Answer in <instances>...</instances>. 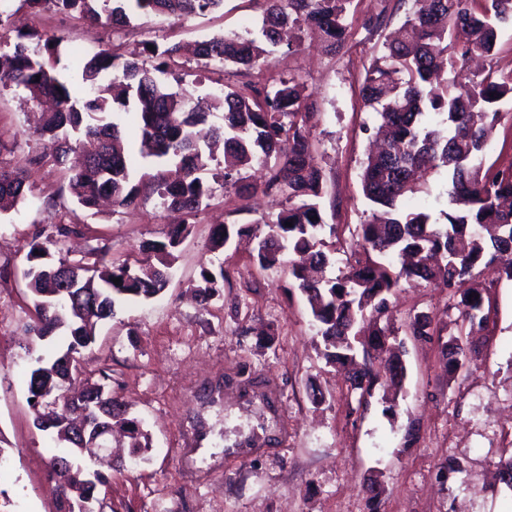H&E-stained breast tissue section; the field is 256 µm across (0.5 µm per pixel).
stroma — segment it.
<instances>
[{
    "mask_svg": "<svg viewBox=\"0 0 512 512\" xmlns=\"http://www.w3.org/2000/svg\"><path fill=\"white\" fill-rule=\"evenodd\" d=\"M396 0H353L352 41L325 51L316 32L299 50L279 47L266 67L239 74L234 66H203L189 55L168 61L164 81L192 97L216 94L245 81L300 77L312 96V157L327 177L323 210L332 233L325 241L338 275L354 263L356 233L370 207L359 174L375 113L360 95L368 60L397 29L402 13L380 29L363 22ZM261 0H224L222 11L190 19L145 15L132 27L92 25L23 0H0V41L18 32L62 36L59 68L71 91L83 95L81 65L102 50L140 54L144 43L192 44L216 34H260ZM23 91L0 93V164L20 167L31 190L0 215V512H62L48 487L51 443L34 426L27 379L36 354L24 333L33 317L24 256L31 240L55 224L79 234L49 249L48 262L74 261L106 249V261L135 259L148 240L160 241L176 214L157 198L111 212L86 211L61 195L62 173L47 157L49 145L33 132ZM484 163L512 164V96ZM207 207L179 246L166 289L149 300L116 306L97 324L96 343L84 351L78 385L112 374V391L128 404V419L149 435L142 459L132 460L121 432L112 434V481L96 512H512V487L498 464L512 457V281L482 270L489 289L486 324L461 326L453 292L423 281L401 282L390 296L389 325L405 340L401 393L376 388L367 404L351 392L343 368L328 363L305 296L288 279L261 270L247 243L213 254L207 246L219 224L252 225L285 206L276 196L245 198L215 182ZM224 266V285L208 309L194 287L204 263ZM426 312L439 335L405 333L410 315ZM458 341L468 362L448 371L445 343ZM324 400L313 404L312 392ZM253 428L267 429L265 446L229 459L225 444ZM460 472L447 473L448 463ZM380 477L382 493L370 508L364 488Z\"/></svg>",
    "mask_w": 512,
    "mask_h": 512,
    "instance_id": "35a3bbf8",
    "label": "stroma"
}]
</instances>
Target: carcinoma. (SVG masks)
Instances as JSON below:
<instances>
[{
    "label": "carcinoma",
    "mask_w": 512,
    "mask_h": 512,
    "mask_svg": "<svg viewBox=\"0 0 512 512\" xmlns=\"http://www.w3.org/2000/svg\"><path fill=\"white\" fill-rule=\"evenodd\" d=\"M23 2L112 27L129 26L146 14L182 18L224 7V0ZM263 2L261 34L269 45H279L288 29L297 33L288 48L298 49L305 25L318 32L331 52L353 39L351 0ZM505 15L512 16V0H411L399 36L369 59L362 98L364 106L381 118L374 127L381 150L368 155L360 177L371 218L358 233L361 258L335 278L327 276L333 258L319 239L327 185L311 158L314 113L296 78L223 90L213 95L212 111L197 112L188 95L163 84L156 75L158 67L150 70L137 60L101 51L84 62L86 94L76 97L58 73L62 38L40 37L32 46L21 35L13 45L0 46V90L21 88L32 104L45 97L56 102V110L37 113L34 126V133L51 143V161L63 166L72 153L84 156L80 169L68 176V191L80 207L92 209L104 197L115 207H129L155 194L165 209L181 216L170 226L166 240L142 245V261L114 262L109 268L83 258L55 266L44 262L48 250L37 240L25 255L23 276L35 311L25 334L37 344L62 327L68 329L58 353L37 358L28 380L30 406L42 410L37 420L53 419L52 439L65 447L50 458L52 464L65 463V471L51 481L64 501V512H74L83 499L98 501V490L112 479L111 472L77 461L80 454L70 444L74 422H121L127 404L103 382L92 383L77 395L62 392L68 377L63 359L68 354L81 358L95 343L96 325L112 317L117 304L152 298L167 286L170 260L210 197L204 175L213 156L197 139L195 128L212 117H220L209 123L210 138L224 143V185L235 187L242 196L276 193L288 206L273 219H261L263 232L237 224L218 227L210 250L218 251L252 232L256 263L266 270L288 269L290 287L307 298L328 362L348 364L352 349L344 345L345 337L385 332L379 323L388 312L389 295L402 279L456 289L459 300L454 308L462 322H487L484 286L474 270L483 263L495 264L512 281V164L494 171L483 164L489 132L500 119L495 105L512 93V73L488 69L472 74L468 63L476 54L488 57L495 52ZM194 54L206 65L253 68L262 64L266 50L251 38L224 33L197 43ZM131 104L138 111L141 156L158 164H176L180 179L169 181L158 170L133 180L121 130L113 120L115 110ZM255 163L267 166L259 185L245 176ZM441 171L448 177V210L434 219L400 207L404 198L417 192L419 178ZM28 190L25 172L0 165V204L17 203ZM287 221L292 226H286ZM395 253L411 262L395 268L389 261ZM153 256L156 265L149 263ZM115 278L120 283H114ZM222 283L224 266H202L196 286L202 308L209 306ZM410 330L414 336L437 333L428 314L411 322ZM351 371L366 378V385L354 389L363 405L379 377L365 364L354 365ZM127 434L133 452L149 448L137 424Z\"/></svg>",
    "instance_id": "cac0c4a2"
}]
</instances>
